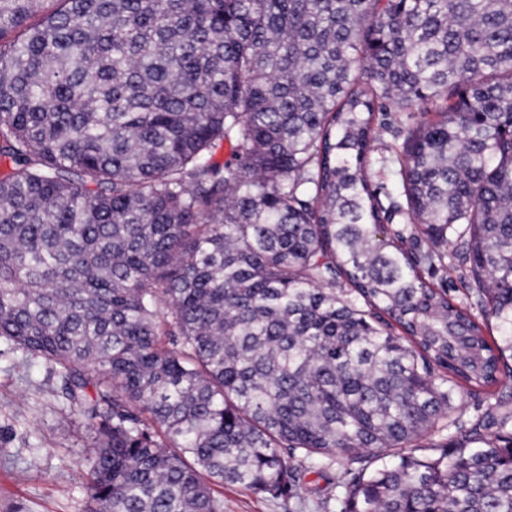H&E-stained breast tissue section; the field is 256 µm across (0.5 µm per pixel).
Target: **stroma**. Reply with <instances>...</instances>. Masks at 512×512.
<instances>
[{
	"instance_id": "1",
	"label": "stroma",
	"mask_w": 512,
	"mask_h": 512,
	"mask_svg": "<svg viewBox=\"0 0 512 512\" xmlns=\"http://www.w3.org/2000/svg\"><path fill=\"white\" fill-rule=\"evenodd\" d=\"M92 441L59 396L43 362L0 343V512H88L82 485ZM347 462L301 474L294 497L272 499L237 486L217 488L224 512H320V501L347 478Z\"/></svg>"
}]
</instances>
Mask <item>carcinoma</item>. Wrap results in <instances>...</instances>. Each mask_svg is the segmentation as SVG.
Returning <instances> with one entry per match:
<instances>
[{
  "label": "carcinoma",
  "instance_id": "1",
  "mask_svg": "<svg viewBox=\"0 0 512 512\" xmlns=\"http://www.w3.org/2000/svg\"><path fill=\"white\" fill-rule=\"evenodd\" d=\"M49 2L0 0V341L95 434V512L338 459L327 512H512V0ZM426 106V104H419L408 112L378 113L375 125L379 128L381 142L388 145L395 144L396 141L401 142V138L396 140L399 131L412 123L415 118H418L419 113L422 112ZM377 157L378 152L374 153L372 156L373 164L370 170L371 182L373 188L376 189L384 199V196L393 189V175L390 167L383 166L375 160ZM426 276V280L433 281V282H439L441 278L448 277V281L451 284V291L450 296L454 299L455 302L465 301V296L468 294V288H471V284L469 282L468 277L465 274V271L462 272L458 269L451 270L448 269V274H445L444 272L440 271L436 274H430ZM462 396L465 405L463 422L468 427L474 422L478 415L486 410L488 402H486L485 399L486 395L479 391L471 393L464 392Z\"/></svg>",
  "mask_w": 512,
  "mask_h": 512
}]
</instances>
